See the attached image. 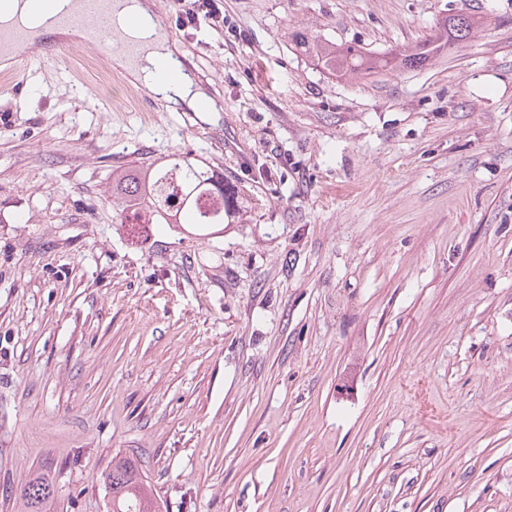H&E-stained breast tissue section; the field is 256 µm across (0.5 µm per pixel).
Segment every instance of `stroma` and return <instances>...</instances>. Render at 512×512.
Listing matches in <instances>:
<instances>
[{
  "label": "stroma",
  "instance_id": "stroma-1",
  "mask_svg": "<svg viewBox=\"0 0 512 512\" xmlns=\"http://www.w3.org/2000/svg\"><path fill=\"white\" fill-rule=\"evenodd\" d=\"M214 109L81 37L0 86V512H106L115 455L166 512H512V0H151ZM483 27L341 77L450 9ZM223 174L224 228L130 230L113 172ZM220 0H179L186 2L176 14L179 25L183 28L188 25L196 24L199 16L203 15L211 20V27L220 32L224 30V13L218 7L217 2ZM291 40L329 72L367 74L388 64V61L370 54L360 45L338 46L331 40L319 39L303 30L293 31ZM28 512H48L47 504L54 496L52 485L40 478L34 479L24 490Z\"/></svg>",
  "mask_w": 512,
  "mask_h": 512
}]
</instances>
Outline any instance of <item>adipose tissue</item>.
Wrapping results in <instances>:
<instances>
[{
	"label": "adipose tissue",
	"instance_id": "obj_1",
	"mask_svg": "<svg viewBox=\"0 0 512 512\" xmlns=\"http://www.w3.org/2000/svg\"><path fill=\"white\" fill-rule=\"evenodd\" d=\"M116 22L127 37L141 41L146 49L143 56L133 61L116 56L118 66L166 99L180 100L194 108L205 102V93L190 78L171 82L163 77L158 61L173 57L174 52L161 26L153 20L149 0H118Z\"/></svg>",
	"mask_w": 512,
	"mask_h": 512
}]
</instances>
